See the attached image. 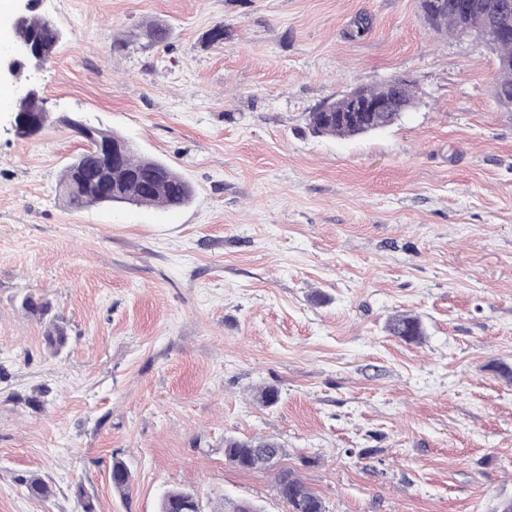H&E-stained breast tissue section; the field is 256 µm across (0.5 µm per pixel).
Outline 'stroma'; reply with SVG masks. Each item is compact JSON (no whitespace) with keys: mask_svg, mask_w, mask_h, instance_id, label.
<instances>
[{"mask_svg":"<svg viewBox=\"0 0 512 512\" xmlns=\"http://www.w3.org/2000/svg\"><path fill=\"white\" fill-rule=\"evenodd\" d=\"M61 31L21 139L0 110V512H158L172 487L288 512L224 438L271 436L329 512H500L512 500V108L496 56L418 0H40ZM370 19L362 36L352 22ZM169 30L154 41L147 26ZM223 28L224 38L211 33ZM410 79L353 138L309 112ZM83 123L191 185L180 210H74ZM33 295L68 328L60 352ZM399 313L422 340L386 330ZM276 387V405L254 400ZM132 479L112 489L113 459ZM41 476L52 494L28 496Z\"/></svg>","mask_w":512,"mask_h":512,"instance_id":"35a3bbf8","label":"stroma"}]
</instances>
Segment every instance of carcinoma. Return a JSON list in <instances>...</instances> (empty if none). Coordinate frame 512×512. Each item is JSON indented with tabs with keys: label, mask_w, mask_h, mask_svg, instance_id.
I'll list each match as a JSON object with an SVG mask.
<instances>
[{
	"label": "carcinoma",
	"mask_w": 512,
	"mask_h": 512,
	"mask_svg": "<svg viewBox=\"0 0 512 512\" xmlns=\"http://www.w3.org/2000/svg\"><path fill=\"white\" fill-rule=\"evenodd\" d=\"M470 8L463 14L455 0H443V6L431 7L429 0H419V12L424 23L432 30L446 35L459 36V31L472 28L480 31L489 25L498 33L486 42L496 52L498 81L496 98L505 106H512V9L509 0H469ZM12 37L29 39L46 50L51 59L60 40V30L55 21L45 16H28L23 25L12 32ZM366 97L387 105L384 112H350L349 103L340 98L323 104L308 115V126L318 136L354 137L366 133L369 127L379 129L392 125L401 117V110L414 103V86L406 78H396L379 87L363 88ZM81 164L69 163L59 180V186L70 185L72 192H61L68 206L83 209L95 205L131 203L139 206H162L176 209L191 198L190 184L165 163L142 156L134 145L124 163L109 164L98 151L86 148L81 154ZM388 331L405 340L416 341L423 335L418 318L408 314L392 316ZM65 325L52 319L45 340L54 352L65 345ZM286 455L285 448L271 437L240 439L224 437V459L242 470H265L279 464ZM110 481L113 490L126 494L131 473L120 459L112 461ZM29 495L47 498L52 494L49 485L37 476L25 480ZM274 489L288 504V512H329L323 498L311 489L292 469L280 468L274 478ZM159 512H202L197 493L190 489L170 488L159 500Z\"/></svg>",
	"instance_id": "obj_1"
}]
</instances>
